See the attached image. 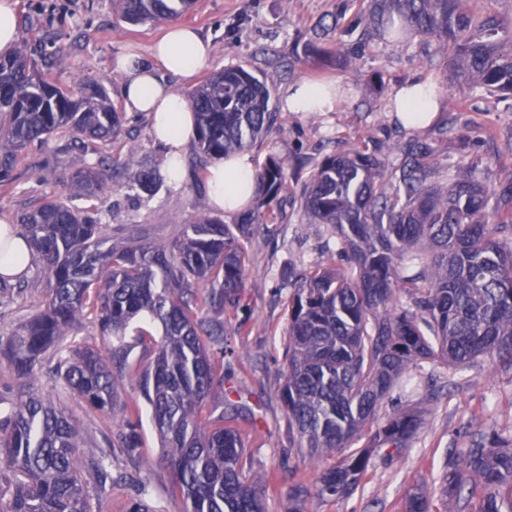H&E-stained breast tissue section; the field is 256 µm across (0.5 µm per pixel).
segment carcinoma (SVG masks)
<instances>
[{
  "instance_id": "cac0c4a2",
  "label": "carcinoma",
  "mask_w": 512,
  "mask_h": 512,
  "mask_svg": "<svg viewBox=\"0 0 512 512\" xmlns=\"http://www.w3.org/2000/svg\"><path fill=\"white\" fill-rule=\"evenodd\" d=\"M368 4L367 37L410 29L450 52L458 80L492 95H512V22L477 10L472 0H353ZM193 0H124L121 20L172 22ZM397 13V27L389 12ZM24 47L0 58V182L18 153L62 129L81 143H117L126 117L108 92L74 97L57 81L34 76ZM197 123L201 167L252 147L280 115L251 70L216 71L187 94ZM436 148L412 143L397 164L358 140L326 155L304 189L310 224L336 230L337 267L312 266L288 297V348L280 397L302 457L326 459L314 482L288 489L299 504L339 499L374 467L373 451L399 452L418 434L412 410L377 419V409L421 360L464 369L483 356L512 368V178L498 189L450 173L444 186ZM77 197L127 190L153 197L160 174L140 166L112 183L103 156L71 174ZM254 206L230 228L195 217L171 246L157 245L73 202L48 198L24 211L21 225L43 264L49 300L43 310L0 336V357L28 378L58 351L82 320L92 318L105 348L76 344L58 360L70 391L107 415L136 389L159 437L184 512H267L263 479L252 474L240 430L210 405L224 390L211 345L228 334L211 308L242 309L245 251L252 226L267 227L288 196V168L270 159L255 171ZM159 326L160 339L139 323ZM142 347L145 362L130 360ZM0 399V512H94L84 472L100 493L112 477L79 451L78 419L55 396L24 384L6 408ZM123 448H138V425L118 426ZM362 443L357 448L355 444ZM443 512H512V448L482 439L450 451L439 478ZM405 512H435L427 487L408 494Z\"/></svg>"
}]
</instances>
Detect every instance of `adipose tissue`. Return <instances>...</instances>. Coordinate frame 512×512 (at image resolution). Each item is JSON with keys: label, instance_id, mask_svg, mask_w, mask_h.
Instances as JSON below:
<instances>
[{"label": "adipose tissue", "instance_id": "1", "mask_svg": "<svg viewBox=\"0 0 512 512\" xmlns=\"http://www.w3.org/2000/svg\"><path fill=\"white\" fill-rule=\"evenodd\" d=\"M211 48L199 34L178 23L168 25L164 36L150 49L151 63L121 56L116 65L125 73L121 87L127 111L147 116L151 134L167 148L165 171L172 182L183 177L182 158L196 138V120L186 96L169 84V77L189 85L210 56ZM345 96L341 85L303 80L289 86L284 103L295 114L336 111ZM391 104L401 124L418 129L430 124L445 108V99L429 79L418 78L395 88ZM254 164L245 152L211 162L207 171L213 209L237 214L246 210L254 188ZM32 261L21 231L0 220V274L23 277Z\"/></svg>", "mask_w": 512, "mask_h": 512}]
</instances>
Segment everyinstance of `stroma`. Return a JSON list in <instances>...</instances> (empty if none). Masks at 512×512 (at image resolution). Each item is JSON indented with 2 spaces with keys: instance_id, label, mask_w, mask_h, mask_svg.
<instances>
[{
  "instance_id": "35a3bbf8",
  "label": "stroma",
  "mask_w": 512,
  "mask_h": 512,
  "mask_svg": "<svg viewBox=\"0 0 512 512\" xmlns=\"http://www.w3.org/2000/svg\"><path fill=\"white\" fill-rule=\"evenodd\" d=\"M18 31L37 70L65 84L81 79L104 88L120 100L122 77L114 70L118 55L148 57L163 24L133 26L119 18L117 0H15ZM349 0H195L182 22L212 44L201 76L243 65L254 70L282 107L288 85L302 80H335L348 90L339 111L331 114L289 115L286 129H273L250 150L255 167L280 158L288 164V200L270 227H256L245 238L246 274L243 308L238 312L211 310L232 331L226 338L234 350L224 359V386L230 399L214 394L213 405L238 406L237 422L253 472L269 474L267 512H288V486L293 479L313 482L317 471L302 462L297 475L281 466L294 441L288 431L285 406L279 396L288 345V296L294 276L313 265L336 260V235L330 225L306 223L300 192L323 159L343 149L350 135L368 145L390 146L391 160L400 148L418 140L437 149L439 166H452L460 176H475L490 188L512 172V98L491 97L448 80V56L434 42L416 33L405 39L377 38L360 46L357 35L345 36L342 53L325 50V35L337 14L353 22ZM417 76L433 80L448 108L430 126L406 130L397 126L387 108L390 91ZM467 110H459V101ZM131 148H103L101 153L79 147L73 133L58 131L30 144L16 157L10 179L0 182V219L18 223L23 211L49 197L67 199L74 189L70 173L94 162L98 155L115 159L113 179L125 169L148 163L163 166L166 148L150 133L146 117L128 114ZM197 155L185 154L180 184L164 181L152 198L125 192L95 200L106 224H134L150 241L173 245L183 227L199 214L213 215L205 177L194 174ZM47 278L39 261H32L17 287L0 291V334L44 308ZM56 365L45 358L36 367L35 384L52 392L80 421L81 453L105 459L112 492L93 499L96 512H130L141 502L149 512H183L184 503L171 471L159 461V441L149 420H142V445L117 448L106 437L124 413L106 415L71 393ZM403 407L421 414L423 425L408 451L377 463L348 498L305 504L304 512H403L413 488L432 483L453 448L493 434L512 440V369L489 358L456 370L442 361L411 365L379 409L388 415Z\"/></svg>"
}]
</instances>
